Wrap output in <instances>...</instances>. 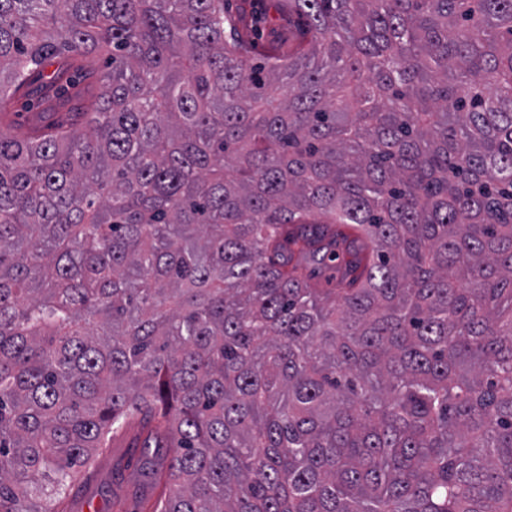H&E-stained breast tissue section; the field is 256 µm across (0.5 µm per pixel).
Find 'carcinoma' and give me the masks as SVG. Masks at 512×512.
Masks as SVG:
<instances>
[{
  "instance_id": "carcinoma-1",
  "label": "carcinoma",
  "mask_w": 512,
  "mask_h": 512,
  "mask_svg": "<svg viewBox=\"0 0 512 512\" xmlns=\"http://www.w3.org/2000/svg\"><path fill=\"white\" fill-rule=\"evenodd\" d=\"M278 2L0 0V512H512V0ZM290 25H288V12L282 8L280 13H277L274 8H270L268 18L266 17L265 23L259 30V37L256 39L257 54H263L269 50V40L277 39L288 46V30L292 31V19L289 18ZM132 432L133 428L128 435L112 439V448L99 459L91 477L65 500V512H136L141 500L156 496V491L144 484L136 466L137 454L131 459L133 451L128 442ZM115 500L121 501L126 511H116L112 507Z\"/></svg>"
}]
</instances>
